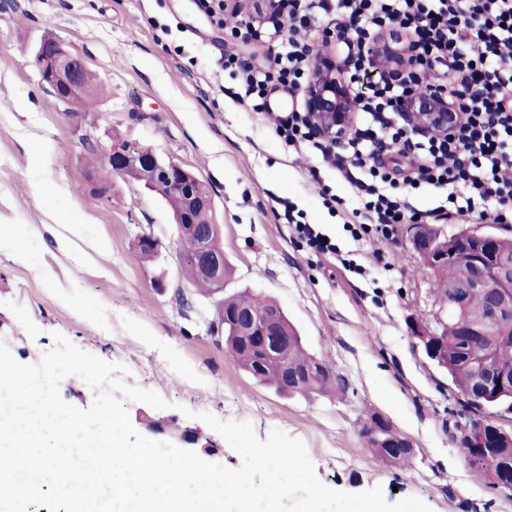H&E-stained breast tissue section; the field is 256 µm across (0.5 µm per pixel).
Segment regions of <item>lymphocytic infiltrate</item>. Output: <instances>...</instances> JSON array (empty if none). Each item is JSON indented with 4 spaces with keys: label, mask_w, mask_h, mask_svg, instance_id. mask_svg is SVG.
<instances>
[{
    "label": "lymphocytic infiltrate",
    "mask_w": 512,
    "mask_h": 512,
    "mask_svg": "<svg viewBox=\"0 0 512 512\" xmlns=\"http://www.w3.org/2000/svg\"><path fill=\"white\" fill-rule=\"evenodd\" d=\"M252 10L244 37L274 48L273 69L235 54L222 65L240 74L242 99L257 112L268 107L270 82L300 85L316 36L343 40L359 126L334 140L290 112L274 133L284 149L311 146L344 175L361 203L354 239L393 243L400 224L420 219L407 196L424 185L445 195L429 212L435 220L512 223V0H257ZM401 30L411 55L399 80L379 72L371 49L382 32ZM439 69L457 83L449 98L463 122L454 135L420 138L400 103ZM392 151L407 158L405 171L388 168Z\"/></svg>",
    "instance_id": "1"
}]
</instances>
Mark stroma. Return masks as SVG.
<instances>
[{"instance_id": "obj_1", "label": "stroma", "mask_w": 512, "mask_h": 512, "mask_svg": "<svg viewBox=\"0 0 512 512\" xmlns=\"http://www.w3.org/2000/svg\"><path fill=\"white\" fill-rule=\"evenodd\" d=\"M55 40L97 79L87 104L58 102L34 64ZM271 63L266 48L211 25L198 0H0V342L35 364L60 333L85 352L127 368L126 384L157 392V410L129 404L133 427L170 420L200 433L202 459H241L188 411L249 422L259 439L278 429L304 442L317 477L346 492L381 486L395 502L415 496L432 512H512V491L472 473L455 436L463 398L412 338L417 318L436 327V293L421 273L409 225H400L390 269L381 244L346 226L358 201L336 167L310 175L305 154L284 152L267 116L233 98L237 81L221 59ZM190 170L209 188L233 275L223 293L196 288L182 269L178 229L163 199L120 175L100 196L88 182L85 139L114 135ZM39 181L44 198L32 194ZM328 184L342 198L329 209ZM335 243L322 255L295 236L284 209ZM90 218L82 237L54 213ZM159 241L140 254L141 235ZM363 268L345 270L343 260ZM251 289L275 299L312 354L335 370L340 392L288 396L258 384L224 350L217 311L224 294ZM378 414L416 454L397 469L368 447L362 426Z\"/></svg>"}]
</instances>
